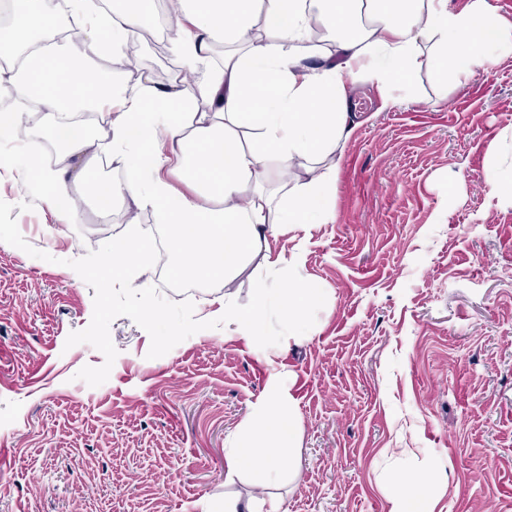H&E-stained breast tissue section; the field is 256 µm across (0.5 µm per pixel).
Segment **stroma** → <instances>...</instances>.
Here are the masks:
<instances>
[{
    "mask_svg": "<svg viewBox=\"0 0 512 512\" xmlns=\"http://www.w3.org/2000/svg\"><path fill=\"white\" fill-rule=\"evenodd\" d=\"M385 103L353 84L356 127L336 174L330 223L309 228L301 273L326 294L304 325L270 315L256 336L199 331L151 359L150 337L115 318L109 378L78 380L103 354L66 347L85 329L94 290L71 268L126 230L125 206L71 196L69 224L0 176L24 239L0 242V512H224V457L250 405L280 374L300 418V445L280 452L270 496L283 512H389L384 483L401 468L438 489L434 512H512V56L463 88L422 69ZM170 301L172 265L132 282ZM450 466L448 482L438 469Z\"/></svg>",
    "mask_w": 512,
    "mask_h": 512,
    "instance_id": "obj_1",
    "label": "stroma"
}]
</instances>
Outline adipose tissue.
I'll return each instance as SVG.
<instances>
[{
  "instance_id": "1",
  "label": "adipose tissue",
  "mask_w": 512,
  "mask_h": 512,
  "mask_svg": "<svg viewBox=\"0 0 512 512\" xmlns=\"http://www.w3.org/2000/svg\"><path fill=\"white\" fill-rule=\"evenodd\" d=\"M145 3L124 0L107 12L99 0H68L83 28L62 39L41 0H9L13 21L0 29V59L21 64L0 78L20 97L13 122L29 98L57 118L107 113L112 161L131 173L122 183L105 181L109 200L152 210L170 230L176 275L221 288L251 264L296 269L300 253L273 254L272 240L288 225L329 223L339 151L353 132L343 110L349 85L363 79L383 92L397 82L408 87L425 67L461 86L512 56V24L491 0L459 8L451 0H179L167 41L193 67V84L174 81L160 90L146 73L132 85L90 74L88 61L101 54L127 65L122 48L141 28ZM314 20L328 44L310 67L301 46ZM426 43L433 50L424 55ZM201 100L206 109L198 108ZM64 150L78 157V168L34 157L26 173L48 185L44 207L65 223L59 200L96 170L100 150L85 136ZM176 178L190 194L176 191ZM323 300L322 289L306 280L272 288L260 277L251 306L227 297L210 316L247 338L268 312L294 324ZM299 436L291 399L271 376L225 455L227 480L263 466L275 450L297 447ZM385 491L390 512H431L432 487L413 484L404 472H393Z\"/></svg>"
}]
</instances>
